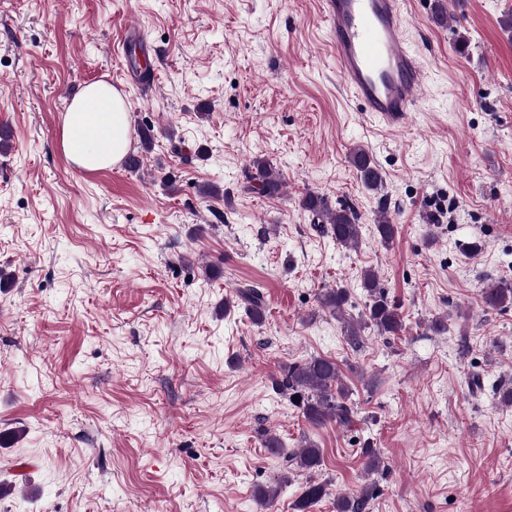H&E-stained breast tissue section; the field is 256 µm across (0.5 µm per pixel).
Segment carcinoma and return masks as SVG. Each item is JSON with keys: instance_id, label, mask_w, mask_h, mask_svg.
Masks as SVG:
<instances>
[{"instance_id": "carcinoma-1", "label": "carcinoma", "mask_w": 512, "mask_h": 512, "mask_svg": "<svg viewBox=\"0 0 512 512\" xmlns=\"http://www.w3.org/2000/svg\"><path fill=\"white\" fill-rule=\"evenodd\" d=\"M350 161L359 173L364 186L369 190L382 187L383 177L379 168L363 150L352 152ZM255 169L251 179L258 184V190L267 196L282 193L283 181L280 173L274 171L270 163L261 159L253 162ZM301 207L313 214L326 218L322 230L342 247H353L361 237L360 217L355 209L341 207L332 209L324 196L306 192L301 200ZM362 288L369 296V304L363 315L356 319L344 321V335L349 344L358 348L363 343L365 329L372 328L379 336H397L404 330V323L397 307L387 299L379 286L377 276L366 271L362 277ZM237 296L245 306L250 320L260 325L265 321L266 305L262 292L254 286L237 290ZM484 304L489 308L504 307L512 304V286L494 283L482 289ZM349 300V293L344 288L330 289L319 297L321 307L335 314H343ZM275 389L288 398L298 397L297 407L303 417L313 426H322L334 421L348 426L354 421V408L348 404L349 394L346 390L336 362L324 357H310L284 367L280 378L273 380ZM323 464L322 450L311 440L304 441L300 448L292 451L285 459V469L315 473ZM288 483V475L280 476L273 486L258 487L255 497L271 504L278 496L281 485ZM329 495L327 484L313 479L306 482L302 493L296 500V512H312V508ZM369 490L357 494H340L336 496V512H365Z\"/></svg>"}]
</instances>
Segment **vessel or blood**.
Segmentation results:
<instances>
[{"label":"vessel or blood","mask_w":512,"mask_h":512,"mask_svg":"<svg viewBox=\"0 0 512 512\" xmlns=\"http://www.w3.org/2000/svg\"><path fill=\"white\" fill-rule=\"evenodd\" d=\"M336 69L362 111L392 128L422 107L424 64L401 0H320Z\"/></svg>","instance_id":"obj_1"}]
</instances>
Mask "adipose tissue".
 <instances>
[{
  "label": "adipose tissue",
  "mask_w": 512,
  "mask_h": 512,
  "mask_svg": "<svg viewBox=\"0 0 512 512\" xmlns=\"http://www.w3.org/2000/svg\"><path fill=\"white\" fill-rule=\"evenodd\" d=\"M126 104L112 85L95 82L72 99L63 114L61 145L69 160L86 172L111 168L129 147Z\"/></svg>",
  "instance_id": "ef3b65f1"
}]
</instances>
